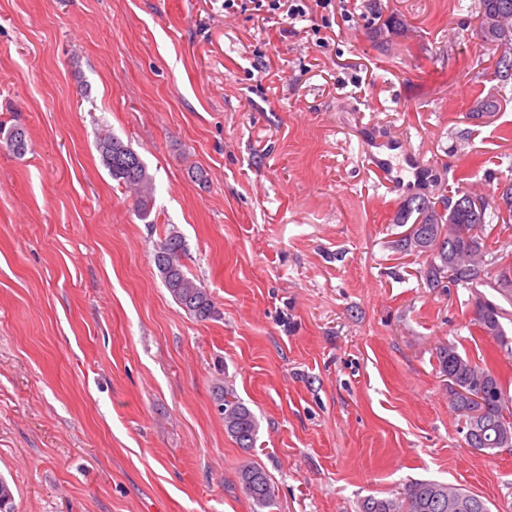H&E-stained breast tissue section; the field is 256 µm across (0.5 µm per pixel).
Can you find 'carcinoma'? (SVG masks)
Wrapping results in <instances>:
<instances>
[{
  "mask_svg": "<svg viewBox=\"0 0 512 512\" xmlns=\"http://www.w3.org/2000/svg\"><path fill=\"white\" fill-rule=\"evenodd\" d=\"M497 13L512 17V0H479L478 36L481 41L509 42L512 29L488 33L485 30L488 15ZM492 77L503 83L512 79V58L499 57ZM8 146L16 153L26 150V131L14 126L6 135ZM97 148L103 165L118 185L135 190L138 216L150 215L155 179L137 153L115 135L99 134ZM492 214H487L489 207ZM512 224V188L491 205L485 200L471 201L463 197L444 198L438 202L424 197H412L396 216V223L416 225L415 233L423 238L432 252V260L423 272L430 288L447 285L474 290V326L482 334L498 330L493 340L500 348L512 349V337L504 328L505 305L512 306V288L502 283L512 282V263L505 257L492 256L488 264L495 266L491 273L482 263H466L462 257L482 254L486 247L487 226L492 222ZM187 247L183 238L170 232L157 243L154 262L161 279L173 300L197 319L213 317L215 307L211 295L201 281L188 273L184 263ZM490 289L488 297L483 289ZM436 357L443 375L453 374L454 384L448 388V397L454 411L464 418V428L477 431L479 451L512 448V408L499 378L483 360L477 362L461 354L457 345L450 343L438 348ZM216 404L224 415V427L239 447H255L258 422L254 414L239 400L233 389L220 387ZM241 488L260 507H268L275 498V489L267 473L257 466H245L239 472ZM360 512H490L480 496L465 488L432 480H418L405 486L395 498L368 496L361 502Z\"/></svg>",
  "mask_w": 512,
  "mask_h": 512,
  "instance_id": "1",
  "label": "carcinoma"
}]
</instances>
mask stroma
I'll list each match as a JSON object with an SVG mask.
<instances>
[{
  "label": "stroma",
  "instance_id": "35a3bbf8",
  "mask_svg": "<svg viewBox=\"0 0 512 512\" xmlns=\"http://www.w3.org/2000/svg\"><path fill=\"white\" fill-rule=\"evenodd\" d=\"M478 0H333L307 20L256 0H0V477L16 512H359L438 480L512 512V448L468 447L436 349L512 355L472 292L432 289L394 217L512 179V105ZM318 33H310V26ZM108 129L155 178L148 219L97 150ZM433 172L387 189L371 131ZM203 179H196L195 171ZM215 315L154 263L168 232ZM253 412L239 448L217 382ZM261 467L260 508L239 472ZM241 488L259 507H268L275 498V489L267 473L257 466H244L239 472Z\"/></svg>",
  "mask_w": 512,
  "mask_h": 512
}]
</instances>
